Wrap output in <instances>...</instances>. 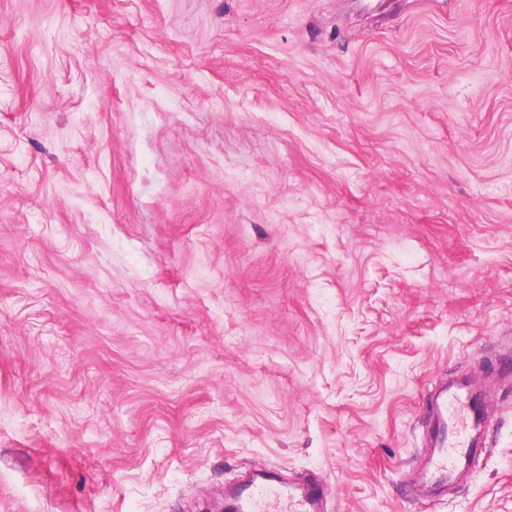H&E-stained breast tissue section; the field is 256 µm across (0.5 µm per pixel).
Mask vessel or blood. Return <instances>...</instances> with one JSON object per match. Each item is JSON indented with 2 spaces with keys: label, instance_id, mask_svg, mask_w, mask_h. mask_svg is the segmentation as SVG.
I'll list each match as a JSON object with an SVG mask.
<instances>
[{
  "label": "vessel or blood",
  "instance_id": "1",
  "mask_svg": "<svg viewBox=\"0 0 512 512\" xmlns=\"http://www.w3.org/2000/svg\"><path fill=\"white\" fill-rule=\"evenodd\" d=\"M512 377V363L500 358L494 371H473L440 382L428 395L422 432L425 462L422 482L429 497L456 485L486 450L495 410L493 386ZM330 491L317 478L284 483L278 469L259 466L224 489L225 512H328Z\"/></svg>",
  "mask_w": 512,
  "mask_h": 512
}]
</instances>
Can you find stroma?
Segmentation results:
<instances>
[{
    "label": "stroma",
    "instance_id": "obj_1",
    "mask_svg": "<svg viewBox=\"0 0 512 512\" xmlns=\"http://www.w3.org/2000/svg\"><path fill=\"white\" fill-rule=\"evenodd\" d=\"M512 0H0V512H512ZM494 369L496 372L473 371L442 381L427 396L421 479L428 500L446 493L463 475L471 474L476 459L485 452L495 410L493 386L512 374L507 354ZM330 491L317 478L284 483L275 467L259 466L235 485L224 487L226 512H327Z\"/></svg>",
    "mask_w": 512,
    "mask_h": 512
}]
</instances>
